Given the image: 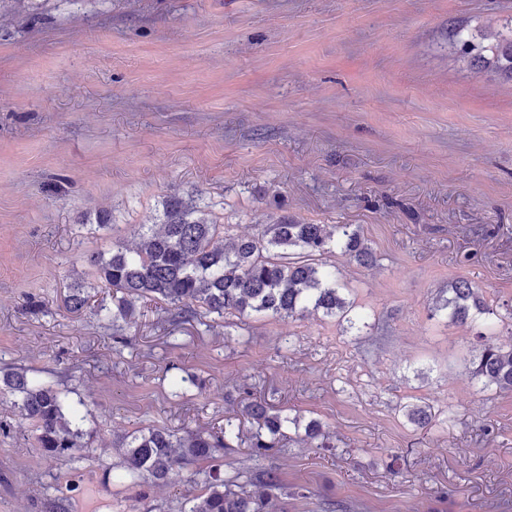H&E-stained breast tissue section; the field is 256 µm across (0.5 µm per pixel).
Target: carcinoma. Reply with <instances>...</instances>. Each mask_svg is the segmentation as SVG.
<instances>
[{
  "instance_id": "obj_1",
  "label": "carcinoma",
  "mask_w": 512,
  "mask_h": 512,
  "mask_svg": "<svg viewBox=\"0 0 512 512\" xmlns=\"http://www.w3.org/2000/svg\"><path fill=\"white\" fill-rule=\"evenodd\" d=\"M454 42L472 68L489 69L512 82V17L503 19L493 35L478 36L459 25ZM139 242L130 248L117 243L111 256H91L99 278L122 294L118 315L126 316L137 300H161L170 306L172 318L199 314H252L299 319L318 312L359 329L362 317L355 312L352 289L340 278L336 265L327 257L336 253L358 265L376 262L372 248L356 224H308L286 212L276 216L256 236L224 245L220 225L202 207L179 197L163 204L158 224L137 225ZM89 291L80 285L70 289L66 308L79 310L89 304ZM432 311L453 323L486 322L494 310L482 289L465 279L448 282L434 298ZM479 356L469 369L471 379L486 391L512 392V340L478 335ZM0 384L16 396L15 405L36 432L39 447L74 463L84 460L90 448L84 442V414L65 403L52 385L24 371L0 374ZM410 424L427 429L432 414L421 405L404 406ZM257 428L250 437L252 456L272 458L281 452L286 430L304 432L318 448L331 447L321 424H301L274 411L263 402L245 407ZM240 425L232 417L216 431L146 427L120 438L121 461L115 479L136 485L151 479L167 481L175 472L199 462L214 461L234 447ZM203 492L188 512H265L273 492L285 489L271 467L238 471L230 477L217 469L203 470Z\"/></svg>"
}]
</instances>
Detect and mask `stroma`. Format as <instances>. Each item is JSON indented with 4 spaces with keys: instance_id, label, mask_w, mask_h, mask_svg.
I'll return each instance as SVG.
<instances>
[{
    "instance_id": "obj_1",
    "label": "stroma",
    "mask_w": 512,
    "mask_h": 512,
    "mask_svg": "<svg viewBox=\"0 0 512 512\" xmlns=\"http://www.w3.org/2000/svg\"><path fill=\"white\" fill-rule=\"evenodd\" d=\"M512 0H0V370L87 406L81 463L39 448L0 395V512H180L190 471L127 486L112 443L148 426H222L248 397L318 420L332 447L284 440L290 491L269 512H512V392L480 391L476 331L432 315L463 278L512 308V84L460 60L465 24L496 31ZM225 242L278 208L357 224L376 254L336 257L368 326L166 304L118 323L89 262L170 196ZM106 225H99V216ZM92 303L70 312L73 285ZM185 378L174 392L172 377ZM429 405L426 430L404 405Z\"/></svg>"
}]
</instances>
